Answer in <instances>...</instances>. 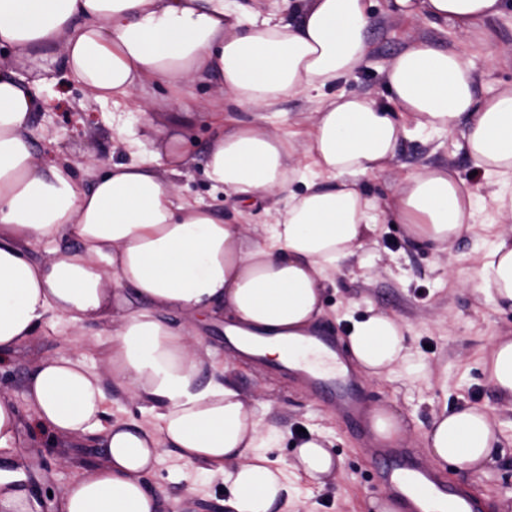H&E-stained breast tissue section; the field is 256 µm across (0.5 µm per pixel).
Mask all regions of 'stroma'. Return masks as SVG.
<instances>
[{"instance_id": "stroma-1", "label": "stroma", "mask_w": 512, "mask_h": 512, "mask_svg": "<svg viewBox=\"0 0 512 512\" xmlns=\"http://www.w3.org/2000/svg\"><path fill=\"white\" fill-rule=\"evenodd\" d=\"M369 11L367 63L355 75L327 86V95H365L392 107L386 70L400 52L420 40L463 54L473 67L478 95L512 90V0H503L502 14L489 21L495 39L485 45L463 40L452 27L436 28L389 13L385 0H369ZM0 73L25 77L42 102L28 130L38 158L67 160L83 185L93 182L101 166L131 160L137 142L150 139L136 100L113 106L87 99L80 84L56 62L52 49H43L33 58L0 48ZM191 94V106L185 109L171 102L164 85L143 92L156 128L177 125L185 136L186 163L179 179L183 195L228 223L242 221L260 229L274 223L285 195L266 197L243 211L235 198L208 180L210 114L226 105L228 94L215 79L194 85ZM319 107L318 99L303 93L285 98L277 107L282 114L278 126L290 134L298 152L306 150L305 133L316 122ZM427 166L449 168L472 186L478 196L473 232L449 248L421 250L406 242L402 226L389 218L383 220L358 255L341 263L336 286L326 295L324 323L328 330L343 332L349 318L370 310L403 321L412 364L381 379H364L370 406L390 408L401 415L410 437L408 448L419 457L425 451L423 437L436 414L464 406L488 412L502 425L499 453L480 470L462 471L447 465L440 472L458 491L512 506V412L488 382L483 367L493 338L512 337V310H496L461 284L463 276L479 265L489 237L512 235V212L500 210L485 178L475 174L474 162L457 133L404 140L384 172L365 181L363 187L380 203L403 174ZM118 327L112 321L77 332L61 319L55 328H39L12 354L0 358V388L12 394L22 424L17 448L0 452V469L23 473L25 486L35 497L33 512L53 506L75 473L74 467L60 464V457L89 467L99 461L100 451L88 436L47 437L42 447H32L27 379L39 361L50 355L81 354L88 365L99 366L97 339ZM235 379L246 397L255 398L266 422L284 434L278 446L266 451L275 465L290 463L292 443L305 427L321 430L332 451L343 459L341 471L325 486L292 479L291 512H371L370 499L382 496L383 490L373 479L374 449L366 435L350 430L329 401L288 371L247 357L237 362ZM142 483L162 501L164 512H224L221 481L208 478L199 466L178 461L174 454H167L144 474Z\"/></svg>"}]
</instances>
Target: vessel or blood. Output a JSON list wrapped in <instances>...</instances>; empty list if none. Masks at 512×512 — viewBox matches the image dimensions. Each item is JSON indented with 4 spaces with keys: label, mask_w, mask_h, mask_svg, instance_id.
Listing matches in <instances>:
<instances>
[{
    "label": "vessel or blood",
    "mask_w": 512,
    "mask_h": 512,
    "mask_svg": "<svg viewBox=\"0 0 512 512\" xmlns=\"http://www.w3.org/2000/svg\"><path fill=\"white\" fill-rule=\"evenodd\" d=\"M342 346V336L326 331L308 337L301 370L311 387L334 402L338 412L357 428L363 423L365 409L358 386L344 371ZM375 464L391 492L416 498L413 512H478L472 499H457L441 488L430 470L398 457L394 449H379Z\"/></svg>",
    "instance_id": "obj_1"
}]
</instances>
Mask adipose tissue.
<instances>
[{"label":"adipose tissue","instance_id":"adipose-tissue-1","mask_svg":"<svg viewBox=\"0 0 512 512\" xmlns=\"http://www.w3.org/2000/svg\"><path fill=\"white\" fill-rule=\"evenodd\" d=\"M283 5L290 21H259L227 0H0V47L61 45L62 67L95 101L117 105L155 83L185 106L190 83L217 78L241 115L229 127L215 118L209 181L244 203L288 195L262 241H251L244 224L178 193L185 138L176 127L84 188L66 163L35 156L27 132L36 99L20 80L0 77V357L61 317L79 328L122 319L100 340V371L80 357L49 356L26 383L36 432L90 435L102 450L101 465L69 482L59 512H163L141 476L170 450L222 478L226 512H288V477L265 454L278 434L242 395L234 364L201 357L199 331L170 314L223 323L236 351L253 341L262 356L295 365L304 336L322 327L340 262L382 219L402 224L420 249L474 229L475 193L446 168L406 174L384 203L368 197L362 180L382 173L403 139L462 129L483 176L512 185V92L477 95L463 55L417 41L386 70L395 112L365 96L324 101L305 153L324 181L290 190L300 172L295 145L263 125L282 98L355 74L368 56L371 16L367 0ZM389 8L488 42L502 0H389ZM35 241L47 259L31 256ZM466 280L487 304L512 309V236H497ZM347 336L349 357L371 377L409 355L404 326L383 313L352 320ZM484 371L512 401V338L492 342ZM107 378L147 424L104 423ZM499 431L475 408L441 413L425 434L428 458L481 468L498 452ZM340 464L319 430L294 443L292 467L312 482L324 483Z\"/></svg>","mask_w":512,"mask_h":512}]
</instances>
